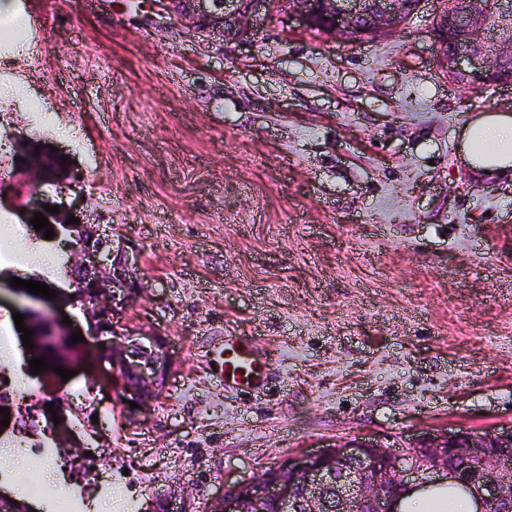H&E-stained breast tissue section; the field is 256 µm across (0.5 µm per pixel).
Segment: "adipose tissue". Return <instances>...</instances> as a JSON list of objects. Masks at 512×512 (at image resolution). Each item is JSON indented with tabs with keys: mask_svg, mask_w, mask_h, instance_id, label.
Segmentation results:
<instances>
[{
	"mask_svg": "<svg viewBox=\"0 0 512 512\" xmlns=\"http://www.w3.org/2000/svg\"><path fill=\"white\" fill-rule=\"evenodd\" d=\"M458 150L463 164L475 172H512V113L488 110L469 118Z\"/></svg>",
	"mask_w": 512,
	"mask_h": 512,
	"instance_id": "1",
	"label": "adipose tissue"
}]
</instances>
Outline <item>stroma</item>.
Listing matches in <instances>:
<instances>
[{"label":"stroma","instance_id":"stroma-1","mask_svg":"<svg viewBox=\"0 0 512 512\" xmlns=\"http://www.w3.org/2000/svg\"><path fill=\"white\" fill-rule=\"evenodd\" d=\"M54 17L33 51L0 53V320L68 315L14 288L25 252L55 250L29 222L79 218L142 255L143 288L118 325L165 336L174 373L151 411L96 394L111 425L65 487L106 476L134 492L124 512H208L224 485L357 437L402 440L512 425V180L478 175L458 152L469 115L512 110V87L451 83L437 61L443 0L390 35L357 43L272 16L247 40L167 21L148 0H13ZM23 86L16 97L8 90ZM46 160L34 179L35 159ZM251 341L267 388L226 392L224 339ZM73 377L30 379L35 411L95 374L77 342Z\"/></svg>","mask_w":512,"mask_h":512}]
</instances>
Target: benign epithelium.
Masks as SVG:
<instances>
[{"label": "benign epithelium", "mask_w": 512, "mask_h": 512, "mask_svg": "<svg viewBox=\"0 0 512 512\" xmlns=\"http://www.w3.org/2000/svg\"><path fill=\"white\" fill-rule=\"evenodd\" d=\"M158 11L224 39H247L257 22L279 10L303 29L340 42H362L397 31L420 0H154ZM441 52L449 79L481 88L496 63L512 57V3L446 0L438 22ZM69 248L61 266L71 283H95L104 269L112 314L122 311L136 286L138 254L117 248L104 253L101 241ZM112 349V362L99 376L118 401L147 410L165 385L172 359L162 336L147 332H112L93 337ZM512 448V428L487 435L464 430L386 444L355 438L317 454H290L277 466L247 480L224 485L209 512H402L405 496L425 492L445 479L472 498L474 512H512V463L493 449ZM482 455V464L469 468Z\"/></svg>", "instance_id": "obj_1"}]
</instances>
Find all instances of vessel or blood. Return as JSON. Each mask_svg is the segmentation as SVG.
<instances>
[{
    "label": "vessel or blood",
    "mask_w": 512,
    "mask_h": 512,
    "mask_svg": "<svg viewBox=\"0 0 512 512\" xmlns=\"http://www.w3.org/2000/svg\"><path fill=\"white\" fill-rule=\"evenodd\" d=\"M270 376L269 362L245 339H224V360L220 377L225 391L250 392L264 387Z\"/></svg>",
    "instance_id": "obj_1"
}]
</instances>
